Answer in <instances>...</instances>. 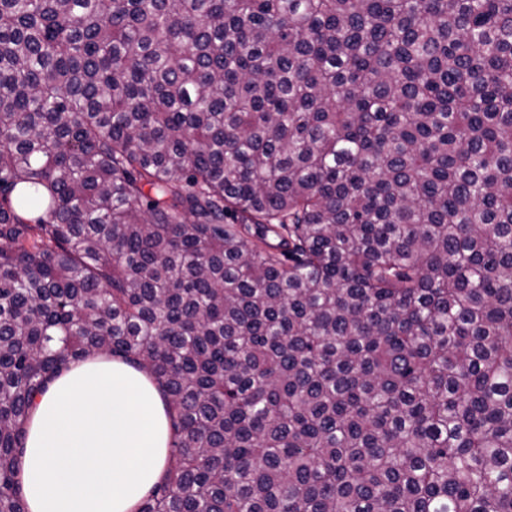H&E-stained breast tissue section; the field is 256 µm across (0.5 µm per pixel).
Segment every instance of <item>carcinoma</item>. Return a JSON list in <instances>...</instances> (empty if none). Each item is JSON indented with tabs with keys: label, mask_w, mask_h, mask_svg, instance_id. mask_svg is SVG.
<instances>
[{
	"label": "carcinoma",
	"mask_w": 512,
	"mask_h": 512,
	"mask_svg": "<svg viewBox=\"0 0 512 512\" xmlns=\"http://www.w3.org/2000/svg\"><path fill=\"white\" fill-rule=\"evenodd\" d=\"M100 352L140 512H512V0H0V512Z\"/></svg>",
	"instance_id": "cac0c4a2"
}]
</instances>
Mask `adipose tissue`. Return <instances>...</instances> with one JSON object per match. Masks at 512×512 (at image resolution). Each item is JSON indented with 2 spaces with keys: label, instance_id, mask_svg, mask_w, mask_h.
I'll use <instances>...</instances> for the list:
<instances>
[{
  "label": "adipose tissue",
  "instance_id": "1",
  "mask_svg": "<svg viewBox=\"0 0 512 512\" xmlns=\"http://www.w3.org/2000/svg\"><path fill=\"white\" fill-rule=\"evenodd\" d=\"M24 431L27 512H138L171 467L167 404L150 375L101 354L51 381Z\"/></svg>",
  "mask_w": 512,
  "mask_h": 512
}]
</instances>
